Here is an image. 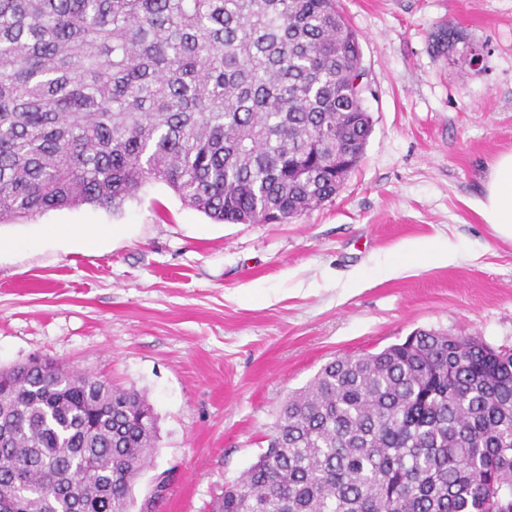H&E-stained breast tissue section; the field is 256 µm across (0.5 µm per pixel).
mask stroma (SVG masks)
<instances>
[{"label":"stroma","mask_w":512,"mask_h":512,"mask_svg":"<svg viewBox=\"0 0 512 512\" xmlns=\"http://www.w3.org/2000/svg\"><path fill=\"white\" fill-rule=\"evenodd\" d=\"M373 94L364 156L331 202L288 224H220L165 184L0 229V369L34 357L142 392L157 449L134 483L156 512H207L267 446L282 404L328 361L417 329L512 348V243L473 202L512 151V0H341ZM461 30L482 61L437 55ZM113 229L98 251L47 228ZM411 240L439 265L388 264ZM401 254L404 257L429 255L434 261L447 264L455 256V247L448 243V245L430 249L427 243L416 240L406 243L402 248Z\"/></svg>","instance_id":"35a3bbf8"}]
</instances>
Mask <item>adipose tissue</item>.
<instances>
[{
	"label": "adipose tissue",
	"instance_id": "ef3b65f1",
	"mask_svg": "<svg viewBox=\"0 0 512 512\" xmlns=\"http://www.w3.org/2000/svg\"><path fill=\"white\" fill-rule=\"evenodd\" d=\"M475 210L497 238L512 242V151L490 164Z\"/></svg>",
	"mask_w": 512,
	"mask_h": 512
}]
</instances>
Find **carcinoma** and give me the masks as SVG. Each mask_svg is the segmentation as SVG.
I'll return each mask as SVG.
<instances>
[{
  "mask_svg": "<svg viewBox=\"0 0 512 512\" xmlns=\"http://www.w3.org/2000/svg\"><path fill=\"white\" fill-rule=\"evenodd\" d=\"M439 54L475 57L456 29ZM339 0H0V224L153 182L219 223L333 200L372 133ZM138 390L0 371V512H131ZM209 512H512V349L418 330L327 362Z\"/></svg>",
  "mask_w": 512,
  "mask_h": 512,
  "instance_id": "1",
  "label": "carcinoma"
}]
</instances>
